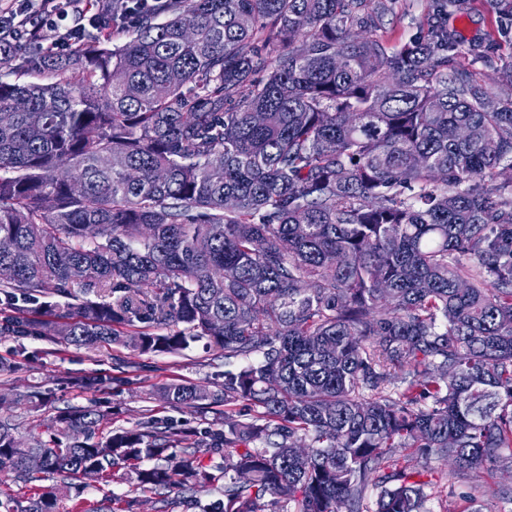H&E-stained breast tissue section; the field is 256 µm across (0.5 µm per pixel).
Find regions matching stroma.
Masks as SVG:
<instances>
[{
	"label": "stroma",
	"instance_id": "obj_1",
	"mask_svg": "<svg viewBox=\"0 0 512 512\" xmlns=\"http://www.w3.org/2000/svg\"><path fill=\"white\" fill-rule=\"evenodd\" d=\"M462 45L480 44L484 56L476 65L479 79L495 87L500 70L512 64V42H486L497 16L487 0H472L466 16L449 21ZM217 385L224 380V359L206 342L191 344L177 354H142L120 344H103L94 349L52 342L40 336H0V391L13 395L10 405L16 434L27 440L44 432L57 411L67 407L94 406L107 418L108 429L132 428L145 410L169 425L190 426L194 439L204 443L205 433L214 429L212 417L160 401L157 390L176 381ZM69 486L60 512H78L82 507H107L124 512L121 498L128 486L111 477L74 478L68 474L38 476L26 484L13 477L0 478V488L34 490L43 485ZM498 484L512 488V473L469 471L463 481L439 489L428 501L429 512H468L467 495L472 487Z\"/></svg>",
	"mask_w": 512,
	"mask_h": 512
}]
</instances>
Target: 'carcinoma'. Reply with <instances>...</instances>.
Returning <instances> with one entry per match:
<instances>
[{
	"label": "carcinoma",
	"mask_w": 512,
	"mask_h": 512,
	"mask_svg": "<svg viewBox=\"0 0 512 512\" xmlns=\"http://www.w3.org/2000/svg\"><path fill=\"white\" fill-rule=\"evenodd\" d=\"M470 2L428 0L398 45V0H166L120 47L0 51V335L206 339L225 366L159 389L223 417L206 459L161 420L105 434L68 407L47 440L0 415L1 474L110 470L199 512H428L415 454L451 486L512 471V64L480 82L448 27ZM488 3L509 37L512 0ZM75 270L110 296L74 295Z\"/></svg>",
	"instance_id": "cac0c4a2"
}]
</instances>
